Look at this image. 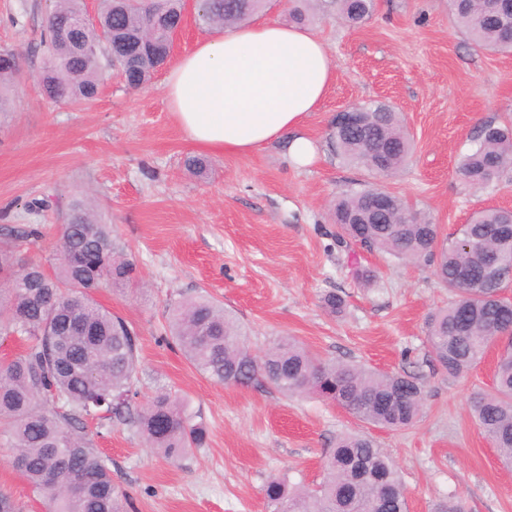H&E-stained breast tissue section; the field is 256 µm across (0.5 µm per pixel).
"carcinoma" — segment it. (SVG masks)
<instances>
[{"label": "carcinoma", "instance_id": "obj_1", "mask_svg": "<svg viewBox=\"0 0 512 512\" xmlns=\"http://www.w3.org/2000/svg\"><path fill=\"white\" fill-rule=\"evenodd\" d=\"M501 0H448L456 25L478 48L508 50L504 28L512 10ZM267 0H204L196 22L226 26L244 22ZM291 18L310 20L314 8H332L351 25L368 20L374 0H290ZM97 23H83L84 0H55L41 36L40 85L51 99L88 105L99 95L102 67H117L130 88L147 83L170 50L166 30L182 19L181 0H99ZM18 56L0 49V91L17 76ZM360 130L331 128V139L349 164L388 177L407 163L411 141L401 113L382 102L358 106ZM512 171V124L481 127L478 148L463 156L456 174L482 188ZM387 196L376 211L372 194ZM336 239L369 251L434 264L441 284L455 294L432 312L426 335L430 351L450 376H458L497 351L495 388L472 401L475 422L512 468V297L507 281L486 280L482 264L491 253L512 260V210L485 208L450 240L439 225L382 187L343 192L331 209ZM57 266L48 271L18 263L0 250V335L27 340L23 353L0 360V438L12 450V466L33 492L48 497V512H123L126 493L94 448L97 433L117 420L135 426L148 447L177 461L206 444L199 415L168 391L136 402L138 336L95 298L100 288L135 279V266L116 251L112 235L81 205L61 225ZM174 343L210 380L228 385L266 382L282 393H315L374 426L399 430L417 422L424 389L415 374H389L351 362L324 360L292 336L275 340L261 357L245 345V331L224 307L206 296L177 301L167 311ZM123 398L112 407V400ZM325 477L314 489L273 478L265 486L271 512H408L406 487L391 458L364 436L341 435L325 456Z\"/></svg>", "mask_w": 512, "mask_h": 512}]
</instances>
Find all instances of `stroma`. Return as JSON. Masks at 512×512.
<instances>
[{"mask_svg":"<svg viewBox=\"0 0 512 512\" xmlns=\"http://www.w3.org/2000/svg\"><path fill=\"white\" fill-rule=\"evenodd\" d=\"M48 4L0 0V47L19 52L22 67L0 113V246L49 268L73 202L111 225L138 282L100 289L96 299L139 336V397L166 388L207 426L206 446L174 464L134 426L117 421L95 437L129 496L127 512H268L269 479L315 486L325 453L349 433L370 436L391 456L409 512H432L451 496L466 512H512V469L470 414L474 395L493 390L495 353L448 376L425 327L450 300L448 289L432 267L338 243L329 212L340 193L377 183L450 237L476 210L512 208L511 173L480 189L455 173L481 126L512 120V51L474 49L448 0H376L372 18L357 27L315 13L308 27L327 45L336 79L305 122L320 156L296 168L279 143L250 154L198 151L167 106L161 70L130 89L103 68L98 99L81 108L47 98L38 74ZM373 101L402 112L413 143L407 164L382 180L345 163L329 139L336 112ZM195 156L207 164L203 175L185 165ZM32 227L38 240L15 234ZM366 272L373 283L364 282ZM202 294L240 320L255 355L293 336L327 360L419 376L422 416L390 431L315 396L210 381L165 333L167 303ZM330 294L344 299L342 313L325 308ZM0 490L23 512H45L1 449Z\"/></svg>","mask_w":512,"mask_h":512,"instance_id":"obj_1","label":"stroma"}]
</instances>
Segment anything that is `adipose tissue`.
I'll use <instances>...</instances> for the list:
<instances>
[{
    "label": "adipose tissue",
    "mask_w": 512,
    "mask_h": 512,
    "mask_svg": "<svg viewBox=\"0 0 512 512\" xmlns=\"http://www.w3.org/2000/svg\"><path fill=\"white\" fill-rule=\"evenodd\" d=\"M324 42L306 27L252 22L198 41L169 69L165 98L186 139L245 154L280 141L298 166L318 147L302 131L334 80Z\"/></svg>",
    "instance_id": "1"
}]
</instances>
